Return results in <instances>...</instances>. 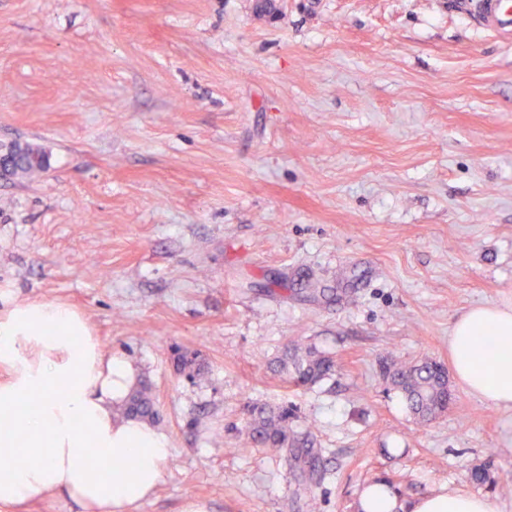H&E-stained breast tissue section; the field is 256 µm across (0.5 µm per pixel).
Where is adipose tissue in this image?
Wrapping results in <instances>:
<instances>
[{
	"label": "adipose tissue",
	"mask_w": 512,
	"mask_h": 512,
	"mask_svg": "<svg viewBox=\"0 0 512 512\" xmlns=\"http://www.w3.org/2000/svg\"><path fill=\"white\" fill-rule=\"evenodd\" d=\"M448 353L458 381L512 408V308L474 306L453 323ZM139 369L105 352L84 315L63 302L0 295V506L56 497L78 512H130L151 497L170 454L149 423L120 419ZM360 512H494L489 499L448 492L413 500L385 482L366 486Z\"/></svg>",
	"instance_id": "1"
}]
</instances>
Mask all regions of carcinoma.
<instances>
[{
	"label": "carcinoma",
	"instance_id": "1",
	"mask_svg": "<svg viewBox=\"0 0 512 512\" xmlns=\"http://www.w3.org/2000/svg\"><path fill=\"white\" fill-rule=\"evenodd\" d=\"M45 166V154L32 146H14L10 153V175L24 178ZM335 363L330 356L305 350L289 358L278 360L277 372L286 383L306 387L333 374ZM380 373L388 385L404 400L407 409L418 423L430 421L448 409L453 399L448 370L436 361L407 364L398 360L380 363ZM122 416H136L145 420L154 418L155 403L150 391L140 387L129 400L118 407ZM248 443L268 448L283 461L298 468L308 478L320 471V453L314 438L307 432H296L288 427V413L262 405L251 408L250 421L245 426Z\"/></svg>",
	"mask_w": 512,
	"mask_h": 512
}]
</instances>
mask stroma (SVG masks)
I'll return each instance as SVG.
<instances>
[{
  "label": "stroma",
  "mask_w": 512,
  "mask_h": 512,
  "mask_svg": "<svg viewBox=\"0 0 512 512\" xmlns=\"http://www.w3.org/2000/svg\"><path fill=\"white\" fill-rule=\"evenodd\" d=\"M453 2L0 0V145L47 156L0 181V285L151 386L172 454L135 512H354L392 476L512 512L469 478L512 473V409L458 384L420 426L379 372L512 304V40ZM296 340L335 373L285 383ZM254 404L311 430L310 492L244 444Z\"/></svg>",
  "instance_id": "1"
}]
</instances>
